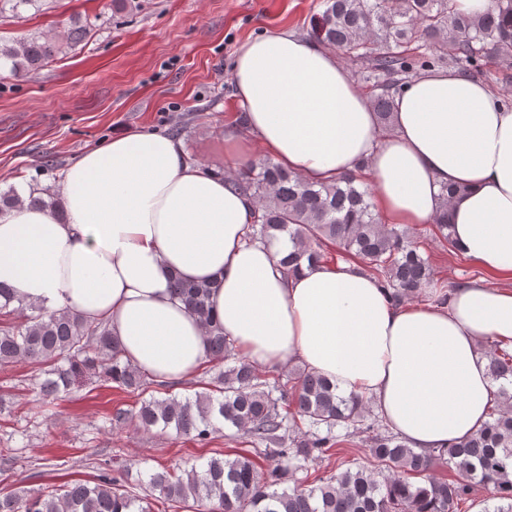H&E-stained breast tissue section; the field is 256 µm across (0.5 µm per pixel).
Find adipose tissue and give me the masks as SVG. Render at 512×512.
Returning a JSON list of instances; mask_svg holds the SVG:
<instances>
[{"mask_svg": "<svg viewBox=\"0 0 512 512\" xmlns=\"http://www.w3.org/2000/svg\"><path fill=\"white\" fill-rule=\"evenodd\" d=\"M231 78L245 130L225 134V156L259 152L313 182L363 170L379 223L430 224L448 210L461 252L512 279V105L483 80L420 74L396 94L386 134L335 48L295 31L242 41ZM445 185L459 189L448 202ZM256 210L180 141L126 132L68 166L56 206L0 212V284L106 324L129 363L177 383L207 344L171 283L212 281L214 319L256 367L301 362L417 451L479 429L494 391L479 344H512V288L472 280L447 304L410 305L356 263L290 275L287 240H249Z\"/></svg>", "mask_w": 512, "mask_h": 512, "instance_id": "obj_1", "label": "adipose tissue"}]
</instances>
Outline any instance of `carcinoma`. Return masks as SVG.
Instances as JSON below:
<instances>
[{
    "mask_svg": "<svg viewBox=\"0 0 512 512\" xmlns=\"http://www.w3.org/2000/svg\"><path fill=\"white\" fill-rule=\"evenodd\" d=\"M42 0H0V14L40 8ZM324 9L310 19L309 36L332 46L375 72L409 77L445 58L465 63L463 71L483 73L489 59L512 61V0H492L484 13L461 11L456 0H323ZM92 23L77 19L62 35L20 39L0 45V60L18 77L41 70L50 60L80 43ZM392 80L379 85L374 107L380 125L392 121ZM233 185L252 196L258 214L251 239L271 242L288 238L283 257L287 271L329 265L349 256L391 298L442 302L446 293L420 245L398 225L377 223L370 189L357 176L330 183L305 181L271 161L250 162ZM190 313L207 328V357L212 363L231 358L235 364L213 377L209 391L195 399L152 394L155 380L124 359L122 348L103 324H87L68 312H50L0 286V366L19 360L51 365L34 388L52 404L75 386L95 378L111 382L136 397L130 409L119 407L113 424L134 422L208 445L220 430L217 422L265 445L210 458L201 469L178 475L168 470L150 475L148 486L164 502L196 512H462L477 487L497 501L482 512H512V350L486 342L492 381L498 384L483 426L468 440L418 453L383 420L369 417L357 397H343L325 377L303 371L283 379L262 371L245 357L234 356V341L213 323L209 308L212 285L172 284ZM342 428L343 434L335 433ZM365 436L369 464L345 467L340 450L349 439ZM271 459L266 471L255 456ZM336 457V472L309 473V464ZM442 465L452 478H434ZM303 472L305 476L297 477ZM424 477L421 484L412 479ZM291 481L293 486L282 484ZM0 512H152L112 475L100 470L93 483L75 481L62 488L13 490L0 495Z\"/></svg>",
    "mask_w": 512,
    "mask_h": 512,
    "instance_id": "cac0c4a2",
    "label": "carcinoma"
}]
</instances>
